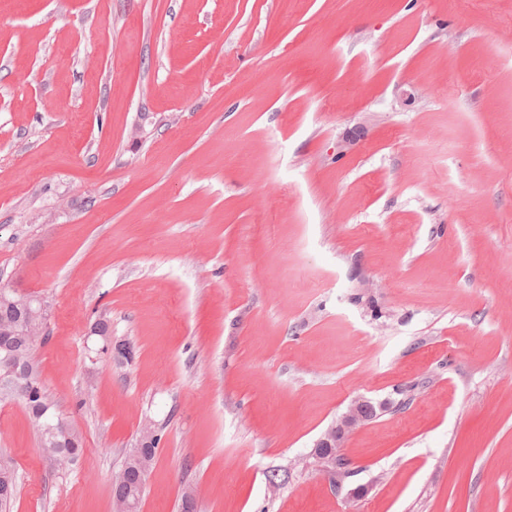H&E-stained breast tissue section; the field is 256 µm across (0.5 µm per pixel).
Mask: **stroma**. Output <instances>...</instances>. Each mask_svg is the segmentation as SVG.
I'll return each instance as SVG.
<instances>
[{
	"label": "stroma",
	"instance_id": "stroma-1",
	"mask_svg": "<svg viewBox=\"0 0 512 512\" xmlns=\"http://www.w3.org/2000/svg\"><path fill=\"white\" fill-rule=\"evenodd\" d=\"M1 285L84 441L0 399L13 512H112L148 423L141 512H512V0H0ZM364 403L363 410L367 418L376 415L375 406L371 401L363 399L352 401L347 411L337 421L332 422L314 444V451L326 456L312 455L313 461H305L306 467H313L326 474L330 481L334 479L336 475V458L341 455L337 451L336 457L335 455H327L331 453L329 448H342L347 433L364 423L366 418L361 410Z\"/></svg>",
	"mask_w": 512,
	"mask_h": 512
}]
</instances>
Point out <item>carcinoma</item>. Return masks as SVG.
Masks as SVG:
<instances>
[{
	"label": "carcinoma",
	"mask_w": 512,
	"mask_h": 512,
	"mask_svg": "<svg viewBox=\"0 0 512 512\" xmlns=\"http://www.w3.org/2000/svg\"><path fill=\"white\" fill-rule=\"evenodd\" d=\"M25 316L26 311L22 305L12 299H0V329H5V333H0V354L20 353L13 380L0 383V398L21 401L32 426L38 432L41 446L50 449L59 464L67 465L82 453L83 439L64 419L53 436L42 427L43 418L54 409V401L35 367V348L29 346L24 336ZM122 469L126 472V482L114 485L113 496L116 499L126 497L138 504L148 475L130 453L126 455ZM18 491L19 479L13 460L8 454L0 452V512H12Z\"/></svg>",
	"instance_id": "1"
}]
</instances>
